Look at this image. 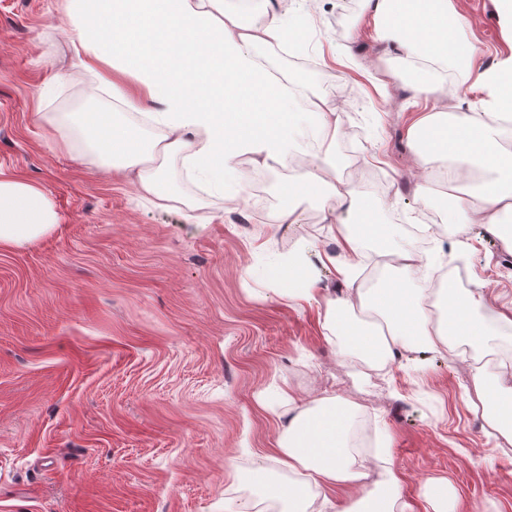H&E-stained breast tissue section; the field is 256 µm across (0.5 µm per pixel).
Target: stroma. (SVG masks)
I'll list each match as a JSON object with an SVG mask.
<instances>
[{
	"label": "stroma",
	"instance_id": "35a3bbf8",
	"mask_svg": "<svg viewBox=\"0 0 512 512\" xmlns=\"http://www.w3.org/2000/svg\"><path fill=\"white\" fill-rule=\"evenodd\" d=\"M289 3L291 16L312 20L301 59L265 55L343 112L332 156L294 159L348 180L365 178L380 154L386 185L366 192L370 217L395 225L399 245L411 227L430 233L425 264L406 282L424 287L450 265L455 236L443 208L436 224L424 220L408 91L363 0ZM454 4L480 68L512 54L494 0ZM344 47L378 66L386 91L334 61ZM76 70L61 0H0V169L42 186L60 217L51 233L0 248V512H225L252 493L241 473L262 466L289 481L270 454L286 387L300 403L325 392L357 401L414 507L428 480L444 479L445 512H512V447L486 434L460 362L413 350L361 376L343 343L326 340L317 301L289 299L280 260L300 246L317 300L343 286L321 260L341 247L316 194L287 196L286 175L268 170L261 208L238 207L219 190L196 196L174 158L169 183L199 197L208 223L178 203L139 202L132 181L33 118L110 107L97 79ZM289 206L295 223L270 220ZM462 264L487 304L512 309V249L486 225H470Z\"/></svg>",
	"mask_w": 512,
	"mask_h": 512
}]
</instances>
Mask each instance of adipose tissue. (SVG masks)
<instances>
[{
	"mask_svg": "<svg viewBox=\"0 0 512 512\" xmlns=\"http://www.w3.org/2000/svg\"><path fill=\"white\" fill-rule=\"evenodd\" d=\"M71 47L81 69L102 78L112 97L108 112H75L64 119V144L79 149L112 176L130 177L138 193L158 207L178 195L162 169L149 160L181 157L188 177L204 189L223 188L227 172L240 159L277 170L286 167L297 144L294 130L310 121L320 149L330 150L342 132L336 108L306 86L280 78L259 59L261 49L282 46L299 24L287 21V0H263L248 17L247 0H63ZM377 20L380 41L391 45L395 79L411 92V105L427 99L417 113L408 141L421 167L433 159L448 164V221L457 237L472 224H484L512 242V57L491 68L476 65V51L464 46L468 21L453 0H364ZM474 77L486 96L478 112L451 113L445 99L457 88L449 70ZM138 86L130 92L124 83ZM117 114L141 116L158 130L142 139ZM303 188L324 185L322 202L343 218L336 230L344 256L337 271L345 283L341 297L327 299L319 322L329 337H344L357 359L377 363L395 350L447 351L465 358L468 349L489 348L512 339V316L486 307L480 293L466 292L446 316L433 317L425 293L394 283L365 288L350 275L374 236L400 271L419 268L422 257L393 244L392 232L376 234L364 218L367 205L340 177L323 179L314 171L297 176ZM59 221L48 193L37 183L0 170V247H15L50 233ZM375 313L359 321L355 309ZM503 384L489 387L474 374L477 407L489 429L512 445V362ZM356 403L338 396L312 405H288V423L273 453L296 482L277 485L257 475L261 495L282 504V512H323L320 493L349 496L342 512H416L399 495L400 476L383 455L353 453L345 441Z\"/></svg>",
	"mask_w": 512,
	"mask_h": 512,
	"instance_id": "adipose-tissue-1",
	"label": "adipose tissue"
}]
</instances>
